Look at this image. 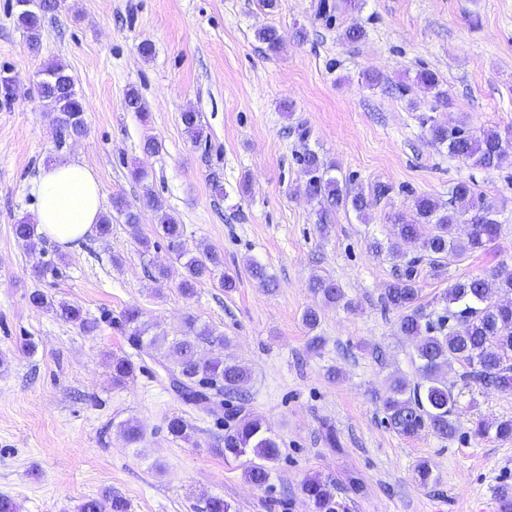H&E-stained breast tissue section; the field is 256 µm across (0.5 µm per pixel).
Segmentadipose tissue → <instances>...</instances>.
I'll return each mask as SVG.
<instances>
[{
	"label": "adipose tissue",
	"mask_w": 512,
	"mask_h": 512,
	"mask_svg": "<svg viewBox=\"0 0 512 512\" xmlns=\"http://www.w3.org/2000/svg\"><path fill=\"white\" fill-rule=\"evenodd\" d=\"M30 191L36 200L39 232L63 248L78 247L101 220L104 195L97 176L84 162L41 167Z\"/></svg>",
	"instance_id": "ef3b65f1"
}]
</instances>
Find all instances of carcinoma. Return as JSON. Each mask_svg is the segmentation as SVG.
<instances>
[{"label":"carcinoma","instance_id":"obj_1","mask_svg":"<svg viewBox=\"0 0 512 512\" xmlns=\"http://www.w3.org/2000/svg\"><path fill=\"white\" fill-rule=\"evenodd\" d=\"M58 7L59 0H39L37 7L19 10L17 20L28 34L31 46L38 45L46 15ZM257 37L272 52L281 48V37L273 27L260 29ZM416 82L433 93L436 104L450 105L448 95L440 89L434 72H418ZM37 91L53 114L59 142L86 134L83 104L64 64L57 61L48 63L42 71ZM125 103L127 109L140 118L147 117L145 103L136 90L128 91ZM180 120L192 142H200L203 128L198 114L183 112ZM430 133L434 141L446 146L449 154L472 159L486 169H497L512 157V145L492 129L473 135L460 126L433 124ZM299 162L302 173L307 177L310 195L319 198L317 223L326 224L337 211L349 207L361 216L366 215L368 201L365 195L361 192L353 195L337 178L326 176L316 153L305 155ZM112 207L128 224L132 234L145 245L148 240L140 236V214L144 209L157 213L161 237L168 248L176 252L177 258H182L183 225L164 210L162 201L150 188H145L140 206L133 208L123 198L116 197ZM414 208V220L396 222L390 240L386 243L375 240L370 243V249L377 254L387 251L397 255L402 244L418 243L430 272L438 276L451 260L485 251L500 236L498 211L467 183H459L452 189L446 207L428 196H418ZM422 224L433 226L431 234L424 239L420 234ZM460 224L468 226V231L462 235L456 232ZM14 235L30 249L39 239L37 225L24 220L14 225ZM417 262L416 258L408 260L404 273L397 275L384 292V305L400 312L398 331L416 342L417 381L410 383L403 377L394 378L383 409L388 424L403 437H415L427 428L452 439L459 431L456 399L441 376L442 369L456 363L464 368L463 380L494 386L503 392L512 391V364L509 363L512 358V299H502L512 292V272L503 267L454 283L444 293L442 311L436 313L426 311L420 303ZM222 265L221 257L215 251L202 248L182 264V293L193 296L197 284L206 278H214ZM248 271L259 286L267 289L275 286V280L259 262L250 261ZM309 288L321 296L326 307L334 306L345 298L338 284L320 276L309 280ZM29 301L38 308L54 309L61 317L78 324L86 334L95 332L99 327L97 320L84 316L79 309L64 302L55 304L40 292L32 293ZM115 324L137 356L154 359L170 356L174 359L173 365L164 366V370L172 389L188 404L209 411L214 401L208 390L213 389L219 395L235 394L248 380V373L236 362L202 354L206 345L224 346V335L207 325H197L192 317L185 321L184 334L172 338L148 335L149 327L142 321V313L136 306L126 307ZM111 367L115 383L123 382L136 371V364L127 355H112ZM225 418L232 421V425L224 432L222 452L226 456H253L247 471L249 481L257 486L268 484L271 477L269 464L282 454L273 431L258 416L240 407L227 408ZM474 433L478 436L492 433L497 439L510 440L512 419L495 424L479 421ZM302 493L313 512H339L340 503L328 483L320 478L306 479Z\"/></svg>","mask_w":512,"mask_h":512}]
</instances>
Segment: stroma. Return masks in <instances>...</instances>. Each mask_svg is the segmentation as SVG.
Wrapping results in <instances>:
<instances>
[{"label":"stroma","mask_w":512,"mask_h":512,"mask_svg":"<svg viewBox=\"0 0 512 512\" xmlns=\"http://www.w3.org/2000/svg\"><path fill=\"white\" fill-rule=\"evenodd\" d=\"M317 3L279 0L271 11L261 0H62L34 53L16 0H0V77L17 81L12 97L0 96V353L8 358L0 367V497L20 512H76L108 490L129 512H198L211 496L233 512H312L301 485L314 476L333 483L340 512H499L501 489H512V440L471 428L512 419V391L463 385L455 365L443 371L461 423L455 438L430 430L406 438L388 425L390 378L416 372L414 345L382 297L420 250L409 244L392 257L368 245L387 237L394 217L412 220L415 197L444 204L466 182L497 208L500 236L442 276L418 264L422 303L454 282L512 269V161L484 169L450 157L424 124L462 123L512 141V0H365L328 21ZM352 24L365 29L362 41L343 40ZM265 26L279 31L280 53L257 39ZM53 60L72 76L88 129L61 148L37 93ZM423 69L438 76L449 106L416 84ZM368 71L382 82L367 86ZM132 89L147 118L127 110ZM188 110L200 115L201 143L184 131ZM150 139L159 152L145 150ZM310 150L369 197L366 217L341 210L320 231L298 162ZM69 158L88 164L105 199L120 194L134 204L153 190L183 224L184 249L220 253L235 289L211 279L184 296L182 266L148 209L137 238L116 220L108 237H89L76 251L45 240L23 247L13 227L33 218L29 179ZM135 166L148 172L146 184L132 180ZM378 184L386 195L375 196ZM253 260L275 277L274 291L250 277ZM159 266L168 280H155ZM316 275L335 281L347 302L326 308L312 332L302 315L320 303L308 288ZM35 291L99 318V330L85 334L32 306ZM129 305L154 334L177 333L189 315L223 333L224 354L252 373L242 389L247 408L282 448L269 485L247 480L246 458L218 452L223 416L186 404L152 359L113 384L110 357L129 350L114 319ZM314 334L324 340L317 350ZM174 416L190 425L188 439L168 433ZM128 420L140 425V442L126 441ZM424 461L432 469L425 485L417 477Z\"/></svg>","instance_id":"stroma-1"}]
</instances>
